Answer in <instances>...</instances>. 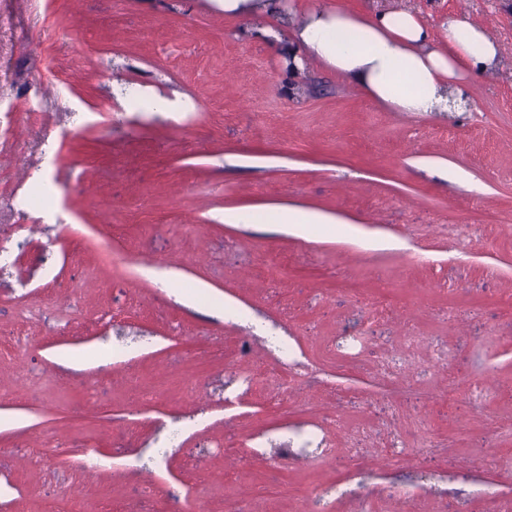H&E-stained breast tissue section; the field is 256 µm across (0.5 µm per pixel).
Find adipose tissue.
I'll return each mask as SVG.
<instances>
[{
  "instance_id": "adipose-tissue-1",
  "label": "adipose tissue",
  "mask_w": 512,
  "mask_h": 512,
  "mask_svg": "<svg viewBox=\"0 0 512 512\" xmlns=\"http://www.w3.org/2000/svg\"><path fill=\"white\" fill-rule=\"evenodd\" d=\"M288 34L265 26L267 39L287 38L293 70L317 60L378 102L400 112H446L465 95L468 75L499 67L501 48L482 25L451 17L437 44L430 23L412 10L364 15L339 5L289 14Z\"/></svg>"
}]
</instances>
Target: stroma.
Segmentation results:
<instances>
[{"instance_id": "obj_1", "label": "stroma", "mask_w": 512, "mask_h": 512, "mask_svg": "<svg viewBox=\"0 0 512 512\" xmlns=\"http://www.w3.org/2000/svg\"><path fill=\"white\" fill-rule=\"evenodd\" d=\"M409 2L508 49L463 111L218 0H0V512H512V0Z\"/></svg>"}]
</instances>
